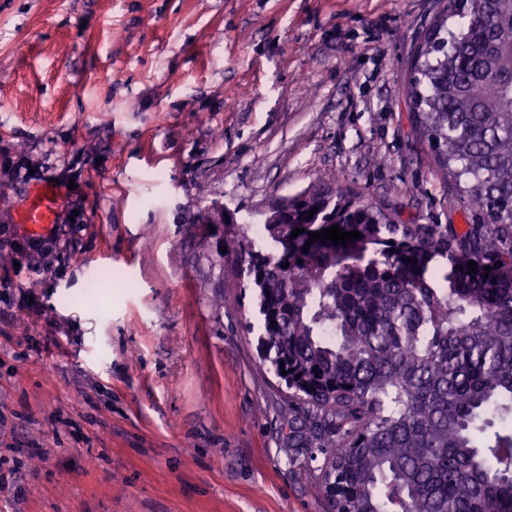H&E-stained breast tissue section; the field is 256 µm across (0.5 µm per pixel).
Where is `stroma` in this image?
Listing matches in <instances>:
<instances>
[{
	"mask_svg": "<svg viewBox=\"0 0 512 512\" xmlns=\"http://www.w3.org/2000/svg\"><path fill=\"white\" fill-rule=\"evenodd\" d=\"M442 7L0 0V512H324L254 294L197 226L330 173L402 223H477L405 102ZM53 179L35 251L22 204Z\"/></svg>",
	"mask_w": 512,
	"mask_h": 512,
	"instance_id": "obj_1",
	"label": "stroma"
}]
</instances>
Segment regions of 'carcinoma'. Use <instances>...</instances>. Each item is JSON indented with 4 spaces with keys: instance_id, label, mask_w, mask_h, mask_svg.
Masks as SVG:
<instances>
[{
    "instance_id": "obj_1",
    "label": "carcinoma",
    "mask_w": 512,
    "mask_h": 512,
    "mask_svg": "<svg viewBox=\"0 0 512 512\" xmlns=\"http://www.w3.org/2000/svg\"><path fill=\"white\" fill-rule=\"evenodd\" d=\"M406 99L483 223L400 224L333 175L269 204L271 250L242 228L227 244L264 357L308 407L289 440L325 455L327 512H512V6L448 0ZM334 225L361 238L291 241Z\"/></svg>"
}]
</instances>
